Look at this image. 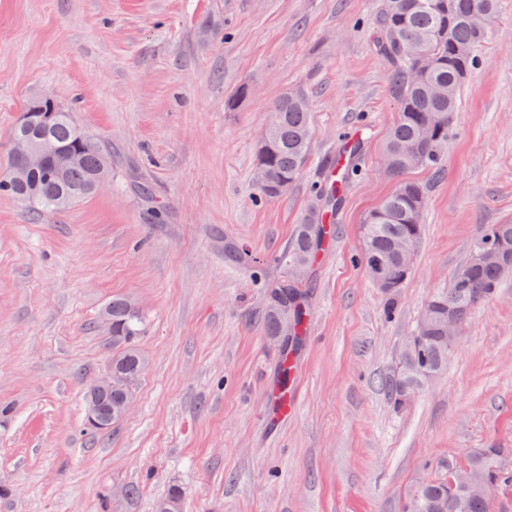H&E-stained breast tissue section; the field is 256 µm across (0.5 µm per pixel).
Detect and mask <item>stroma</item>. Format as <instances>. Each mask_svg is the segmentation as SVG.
<instances>
[{
	"label": "stroma",
	"instance_id": "1",
	"mask_svg": "<svg viewBox=\"0 0 512 512\" xmlns=\"http://www.w3.org/2000/svg\"><path fill=\"white\" fill-rule=\"evenodd\" d=\"M375 4L0 0V176L44 96L112 159L111 186L64 211L0 196V512H154L175 487L182 512H401L418 482L512 449V277L408 407L385 388L483 225L512 223V0L465 80L441 178L413 174L423 232L391 315L359 261L362 222L395 187ZM289 89L309 100L310 162L259 204L257 147ZM346 131L363 136L361 168L308 284L295 410L272 425L266 286ZM228 239L260 266L225 260ZM116 296L142 313L147 366L126 417L91 435L84 393L112 357L98 318Z\"/></svg>",
	"mask_w": 512,
	"mask_h": 512
}]
</instances>
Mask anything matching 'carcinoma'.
<instances>
[{
  "instance_id": "carcinoma-1",
  "label": "carcinoma",
  "mask_w": 512,
  "mask_h": 512,
  "mask_svg": "<svg viewBox=\"0 0 512 512\" xmlns=\"http://www.w3.org/2000/svg\"><path fill=\"white\" fill-rule=\"evenodd\" d=\"M499 0H379L373 47L387 65L389 96L399 112L384 145L390 158L386 167L396 181L394 190L369 212L362 224L364 266L375 264L385 277L408 278L400 259V245L414 247L422 232L421 215L426 206L423 186L410 178L418 169L440 173L460 90L468 71L479 64V49L491 37L490 25L480 28L472 15L485 13L493 18ZM40 111L51 112L47 124H35L30 131L52 139L60 152L34 171L24 186L0 177V196L16 198L34 212L59 211L72 207L94 193L91 182L97 174L101 145L83 131L71 113L60 110L50 98H40ZM272 137L257 151V190L259 200H270L288 193L300 178L311 154L313 126L307 97L300 91L284 92L270 108ZM431 130L421 138L423 127ZM359 138L346 141L351 162L336 168L314 187V201L294 240L283 255L288 268L298 267L305 274L290 272L288 278L267 284L265 327L272 336L280 335L282 307L288 302L291 328L281 347L278 383L287 387L298 351L303 345L308 321V293L305 284L321 251L332 235L325 221L336 217L344 194L358 171L355 160L362 152ZM512 248V224H486L475 238L464 264L448 288L432 298L441 311L453 310L465 325L472 309L494 296L504 276L512 272V261L484 262L485 251ZM224 255L229 260L252 266L257 258L246 247L228 242ZM112 313V409L132 398L135 384L125 378L140 376L146 359L135 342L142 331V317L134 303L118 297L108 305ZM441 322H435L425 338H415L404 348L396 375L387 383L390 400L397 409L406 407L409 392L420 390L429 379L448 368L452 347L442 341ZM505 448H482L467 465L480 469L489 492L512 487V470L499 460ZM182 494L172 490L156 505V512H181ZM486 512L485 499L454 486L449 476L419 483L403 504L402 512Z\"/></svg>"
}]
</instances>
